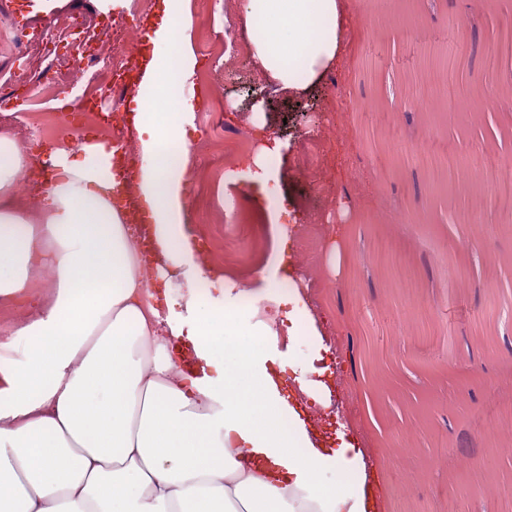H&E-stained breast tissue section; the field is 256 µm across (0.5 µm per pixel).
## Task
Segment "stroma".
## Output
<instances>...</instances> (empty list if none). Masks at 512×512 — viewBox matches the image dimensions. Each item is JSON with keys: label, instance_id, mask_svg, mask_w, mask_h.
Segmentation results:
<instances>
[{"label": "stroma", "instance_id": "1", "mask_svg": "<svg viewBox=\"0 0 512 512\" xmlns=\"http://www.w3.org/2000/svg\"><path fill=\"white\" fill-rule=\"evenodd\" d=\"M14 2L0 0V76L23 51ZM218 2L191 3L202 102L187 138L223 117L214 149L237 167L228 183L205 154L192 158L190 231L199 249L224 251L204 299L251 311L259 270L283 252L322 339H338L330 400L347 405L374 466L379 512H512V0H340L344 61L301 95L250 51L229 71L203 55L225 27L243 30V0L227 14ZM60 11L122 16L112 0H31L23 23ZM86 88L20 87L0 110L68 116ZM330 121L344 136L318 160L329 185L318 199L302 159ZM271 139L282 149L260 192L249 172ZM305 224L326 227L309 285L295 255Z\"/></svg>", "mask_w": 512, "mask_h": 512}]
</instances>
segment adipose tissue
<instances>
[{
    "label": "adipose tissue",
    "mask_w": 512,
    "mask_h": 512,
    "mask_svg": "<svg viewBox=\"0 0 512 512\" xmlns=\"http://www.w3.org/2000/svg\"><path fill=\"white\" fill-rule=\"evenodd\" d=\"M186 0H163L142 62L134 123L145 163L138 189L149 227L112 202L113 153L87 138L53 147L55 181L40 217L13 203L25 146L0 134V294L28 299L52 266V295L0 323V512H377L371 464L343 431L310 429L283 392L287 363L272 334L231 305L192 301L159 327L156 296L128 243L149 232L164 263L207 271L186 225V126L200 61ZM245 37L284 88L304 93L343 49L338 0H244ZM30 357L11 355L18 338ZM187 338L209 369L184 371Z\"/></svg>",
    "instance_id": "obj_1"
}]
</instances>
